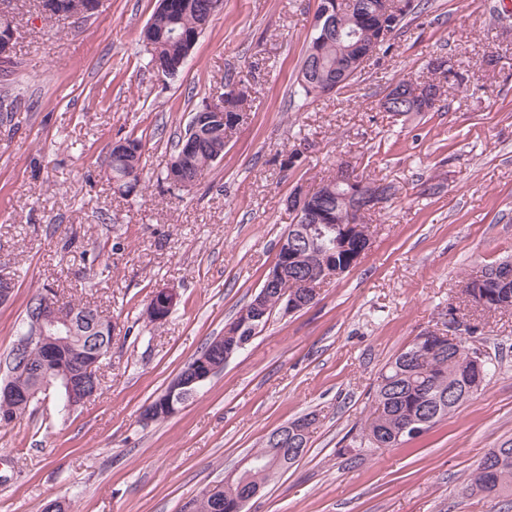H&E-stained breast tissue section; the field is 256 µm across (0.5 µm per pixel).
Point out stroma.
<instances>
[{
  "label": "stroma",
  "instance_id": "stroma-1",
  "mask_svg": "<svg viewBox=\"0 0 512 512\" xmlns=\"http://www.w3.org/2000/svg\"><path fill=\"white\" fill-rule=\"evenodd\" d=\"M501 0H421L340 93H294L317 0H222L182 72L158 75L139 33L157 0H102L77 23L11 0L12 63L0 73V355L41 288L95 302L119 325L105 390L60 416L55 389L0 430V512H184L260 448L266 433L313 412L309 448L249 512H512V496L466 492L472 471L512 439V312L483 313L462 288L512 260V23ZM448 56L470 88L437 112L395 116L380 99ZM243 79L247 120L192 191L159 182L201 101ZM141 139V182L117 192L115 140ZM389 185L370 217L373 244L326 281L312 307L273 313L175 416L140 412L257 292L294 215L285 200L339 161ZM176 288L169 321L145 309ZM480 326L493 366L476 398L396 448H367L361 428L381 369L449 306Z\"/></svg>",
  "mask_w": 512,
  "mask_h": 512
}]
</instances>
